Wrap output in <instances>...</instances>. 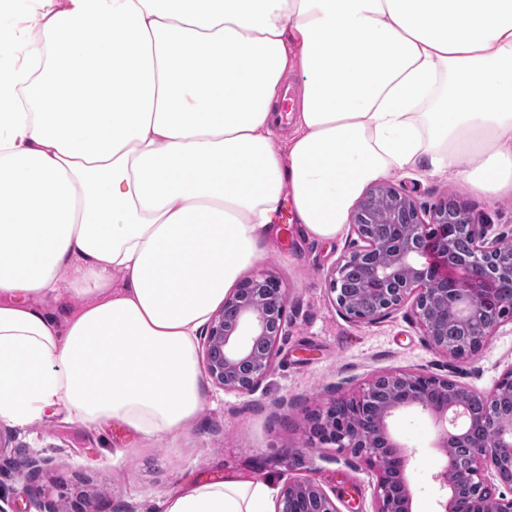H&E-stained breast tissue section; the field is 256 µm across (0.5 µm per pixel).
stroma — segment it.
<instances>
[{"label": "stroma", "mask_w": 512, "mask_h": 512, "mask_svg": "<svg viewBox=\"0 0 512 512\" xmlns=\"http://www.w3.org/2000/svg\"><path fill=\"white\" fill-rule=\"evenodd\" d=\"M388 180L414 187L422 204L449 197L466 203L512 238V196L491 201L454 178L419 169ZM354 237L348 230L327 244L302 236L295 224H281L274 246L246 271L250 277H275L288 294L274 367L252 394L207 384V405L185 436L133 442L61 413L25 426L1 423L14 439L0 452V512H46L51 506L57 512H158L165 492L230 472L279 487L310 480L341 512H374L376 471L312 437V417L384 373L423 372L490 390L512 366V322H505L475 357L456 360L427 342L410 307L370 325L350 321L333 301L329 273ZM393 432L415 451L408 465L413 512H440L437 425L428 414L408 410L397 415Z\"/></svg>", "instance_id": "35a3bbf8"}]
</instances>
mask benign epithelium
<instances>
[{"mask_svg":"<svg viewBox=\"0 0 512 512\" xmlns=\"http://www.w3.org/2000/svg\"><path fill=\"white\" fill-rule=\"evenodd\" d=\"M386 215L387 234L372 228ZM357 235L330 272L329 288L349 319L373 324L411 304L427 342L455 359L477 355L500 326L512 321V302L500 293L512 282V253L504 234L457 200L430 206L388 182H378L351 217ZM468 240L467 250L457 248ZM288 297L270 275L247 278L224 299L203 337V368L219 387L255 392L273 368L284 336ZM419 408L440 426L436 479L446 490L443 512H512V366L487 392L421 372L379 375L357 394L331 403L313 418L312 433L379 476L374 512H412L407 478L411 452L390 420ZM468 448L462 464L453 449ZM505 487L509 493L499 491ZM280 512H340L311 481L284 486Z\"/></svg>","mask_w":512,"mask_h":512,"instance_id":"1","label":"benign epithelium"}]
</instances>
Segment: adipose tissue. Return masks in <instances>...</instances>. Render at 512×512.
<instances>
[{
    "label": "adipose tissue",
    "mask_w": 512,
    "mask_h": 512,
    "mask_svg": "<svg viewBox=\"0 0 512 512\" xmlns=\"http://www.w3.org/2000/svg\"><path fill=\"white\" fill-rule=\"evenodd\" d=\"M0 10V421L177 439L202 327L284 215L341 237L388 174L512 194V0H10ZM302 78L281 136L284 80ZM83 298L57 321L47 302ZM238 473L162 512H275Z\"/></svg>",
    "instance_id": "1"
}]
</instances>
